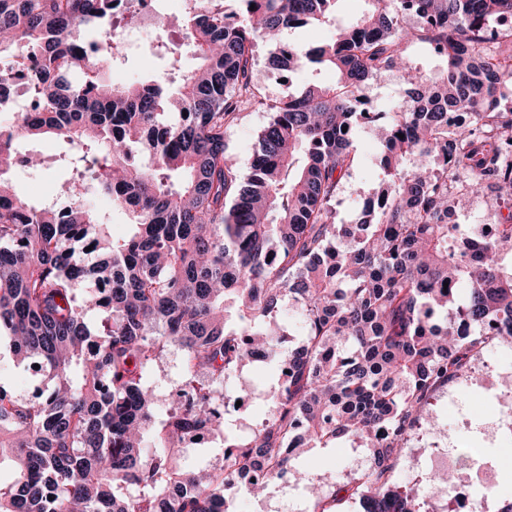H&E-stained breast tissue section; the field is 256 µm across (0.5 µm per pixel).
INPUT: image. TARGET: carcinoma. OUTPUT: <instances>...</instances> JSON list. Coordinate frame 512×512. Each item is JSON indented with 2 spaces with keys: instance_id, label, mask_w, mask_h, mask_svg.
<instances>
[{
  "instance_id": "carcinoma-1",
  "label": "carcinoma",
  "mask_w": 512,
  "mask_h": 512,
  "mask_svg": "<svg viewBox=\"0 0 512 512\" xmlns=\"http://www.w3.org/2000/svg\"><path fill=\"white\" fill-rule=\"evenodd\" d=\"M212 2L188 0L178 25L196 68L177 75L173 59L116 86L105 70L127 47L81 30L135 27L134 0H0V103L16 83L26 97L0 124V338L44 381L35 399L0 382L13 475L0 512H231L279 478L305 490L300 459L345 440L367 465L315 512H428L443 476L392 482L408 436L437 387L491 342L512 346V28L497 25L512 0H366L348 24L341 0ZM307 26L335 35L281 39L273 63L336 81L266 104L245 177L226 133L256 98L254 48ZM415 41L439 65H412ZM393 70L410 95L383 120L363 90ZM453 112L470 122L450 125ZM369 125L383 187L339 224ZM45 135L70 150L57 208L26 204L8 178L33 162L18 144ZM90 189L129 212L126 237L111 238ZM486 190L508 209L491 237L448 223ZM257 358L275 365L270 415L240 433L224 381ZM174 387L187 408L160 405ZM202 431L222 438L220 463H185Z\"/></svg>"
}]
</instances>
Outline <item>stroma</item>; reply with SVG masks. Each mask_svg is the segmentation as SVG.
Instances as JSON below:
<instances>
[{
	"instance_id": "35a3bbf8",
	"label": "stroma",
	"mask_w": 512,
	"mask_h": 512,
	"mask_svg": "<svg viewBox=\"0 0 512 512\" xmlns=\"http://www.w3.org/2000/svg\"><path fill=\"white\" fill-rule=\"evenodd\" d=\"M271 48L260 45L254 53L253 83L257 97L250 104L244 105L237 118L227 131L226 143L230 154L234 155L241 169H248L251 152L258 134L269 119L265 103L271 99L286 97L296 87L321 81H334L335 75L329 70L306 68L293 76L292 83L281 80L278 70L270 63ZM27 149L41 154L46 163L37 169L33 176H21L13 179L12 185L19 197H28L37 193L47 199L57 195L65 180L64 172L57 159L63 149L51 138L33 139L27 142ZM355 147L359 159L347 181L346 191L337 207L339 220L352 221L362 210V201L380 182V169L377 157L380 153L379 143L374 133L362 130L355 138ZM490 360L492 369H484L478 362H471L463 375L450 380L435 391L432 398V419L437 428L448 435L450 447L461 448L478 445L483 448L485 456L498 461L497 482L487 498L488 512H497L500 493L512 490V439L496 443L483 439L478 430H467L461 424V413H468L473 419L493 417L497 410L500 388L501 369L512 368V354L503 353L500 347L489 348L483 354ZM314 466L312 475L322 478L325 483L347 481L359 477L365 459L362 449L343 442L333 448H315L308 454Z\"/></svg>"
}]
</instances>
